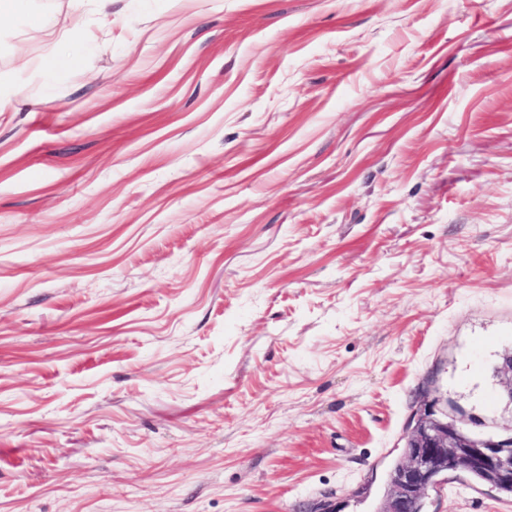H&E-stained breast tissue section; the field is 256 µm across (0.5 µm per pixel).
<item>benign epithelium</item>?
<instances>
[{
  "label": "benign epithelium",
  "mask_w": 512,
  "mask_h": 512,
  "mask_svg": "<svg viewBox=\"0 0 512 512\" xmlns=\"http://www.w3.org/2000/svg\"><path fill=\"white\" fill-rule=\"evenodd\" d=\"M496 373L512 404V350L502 354ZM464 426L460 420L438 418L430 405L413 413L404 461L391 479L382 512H412V503L437 486L432 476L440 470L485 471L501 484H512V436L475 437Z\"/></svg>",
  "instance_id": "benign-epithelium-1"
}]
</instances>
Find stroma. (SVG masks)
<instances>
[{
  "label": "stroma",
  "mask_w": 512,
  "mask_h": 512,
  "mask_svg": "<svg viewBox=\"0 0 512 512\" xmlns=\"http://www.w3.org/2000/svg\"><path fill=\"white\" fill-rule=\"evenodd\" d=\"M37 8L0 23V512H381L422 401L512 435V0Z\"/></svg>",
  "instance_id": "1"
}]
</instances>
